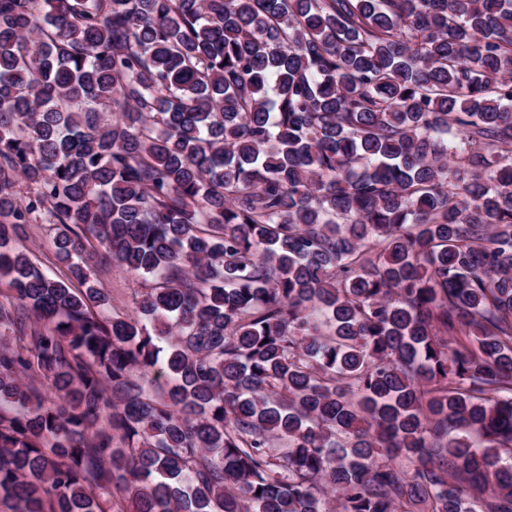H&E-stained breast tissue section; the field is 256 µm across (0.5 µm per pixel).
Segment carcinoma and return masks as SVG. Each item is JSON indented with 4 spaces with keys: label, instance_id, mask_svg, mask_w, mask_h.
Listing matches in <instances>:
<instances>
[{
    "label": "carcinoma",
    "instance_id": "cac0c4a2",
    "mask_svg": "<svg viewBox=\"0 0 512 512\" xmlns=\"http://www.w3.org/2000/svg\"><path fill=\"white\" fill-rule=\"evenodd\" d=\"M0 285L9 512H512V0H0ZM52 233L50 224H29L26 236L17 241V246L28 249L32 253L33 260L45 273L61 277L66 270L56 260L50 246ZM93 266L99 286L112 295V312L134 315V296L141 290V280L124 267L98 259Z\"/></svg>",
    "mask_w": 512,
    "mask_h": 512
}]
</instances>
